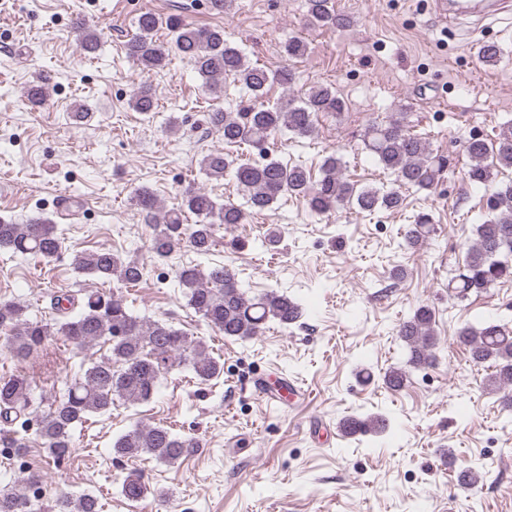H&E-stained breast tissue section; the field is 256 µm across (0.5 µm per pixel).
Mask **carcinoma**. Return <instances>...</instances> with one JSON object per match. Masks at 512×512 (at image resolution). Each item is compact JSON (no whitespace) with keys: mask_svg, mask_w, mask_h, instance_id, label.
<instances>
[{"mask_svg":"<svg viewBox=\"0 0 512 512\" xmlns=\"http://www.w3.org/2000/svg\"><path fill=\"white\" fill-rule=\"evenodd\" d=\"M308 15L320 26L344 27L350 19L335 11L331 0H307ZM169 39L157 37L161 27ZM81 48L93 52L98 47L96 30L76 21ZM290 60L307 55L308 44L297 37L282 46ZM189 59L202 84L210 92L222 91V83L232 78L250 95L253 104L235 112L211 109L207 124L224 138L228 147L246 145L257 151L259 159L236 161L222 151L203 156L200 168L209 178L230 177L242 191L243 202H221L208 192L189 186L180 196L176 209L163 210L154 192L135 189L133 201L144 216L151 233L147 250L153 260H167L186 245L202 256L210 252L217 231L222 227L245 224L254 214L274 209L285 196L301 198L309 218L320 221L337 208L353 206L369 214L400 211L406 193L432 190L448 167V159L433 153L428 139L412 130L410 113L394 112L388 119L373 121L362 131L364 149L389 182L377 186H358L344 175V163L332 153L320 166V176L296 162H285L271 154L270 141L277 136L308 138L316 132L318 116L343 112L344 103L328 85H314L303 96L289 93L294 73L284 66L270 70L252 63L245 52L224 35L221 27L199 26L178 16L162 19L151 11L139 15L136 33L126 43V54L144 71L165 67L170 53ZM278 85L287 91L276 102L265 100L269 88ZM28 102L40 108L46 102L45 86L34 81L27 88ZM143 115L156 109L149 87H143L129 102ZM469 164L465 178L469 185L484 189L483 206L473 227L475 238L469 245L462 272L448 278L454 296L464 298L497 283L512 281V181L501 183L499 174L512 168V121L499 125L495 138L471 137L465 141ZM190 215L195 223H186ZM432 212L421 208L401 232L400 246L416 249L436 235ZM63 238L50 219L26 224L0 219V250L53 260L62 251ZM78 271L101 280L115 279L135 286L143 278L145 266L136 258H122L110 249L82 252L74 259ZM174 281L183 290L187 305L207 325L237 340L262 335L270 322L288 328L302 317L300 303L276 290L250 297L235 274L224 265L203 269L183 264L174 270ZM58 316L52 322L33 319L28 306L0 302V328L6 343L19 361H24L49 341L62 338L81 351L96 341L110 345V356L79 371L65 392L54 398L48 409L34 407L33 389L28 375L17 373L0 379V442L8 448H29L36 444L47 458L55 461L75 447L77 427L93 414L104 415L116 400L145 403L158 391L161 377L176 364H187L201 383L224 373L220 359L213 357L202 339L188 336L164 321L145 320L133 314L120 295L106 296L98 291L84 295L77 303L65 295L57 298ZM397 336L408 351L407 363L414 369L432 366L437 361L439 339L435 316L427 305L416 307L397 329ZM456 342L469 353L475 366L490 364L492 373L485 388L499 396L503 407L512 408V319L503 316L468 324L460 328ZM392 391L408 386L409 372L393 369L383 376ZM351 433L385 429L379 416L346 420ZM198 447L194 439L180 436L164 426L135 425L112 445L117 458L149 455L163 463H176ZM122 495L129 501L142 500L149 486L136 473L127 475ZM97 497L90 493L64 492L44 503L13 486H0V512H99Z\"/></svg>","mask_w":512,"mask_h":512,"instance_id":"cac0c4a2","label":"carcinoma"}]
</instances>
